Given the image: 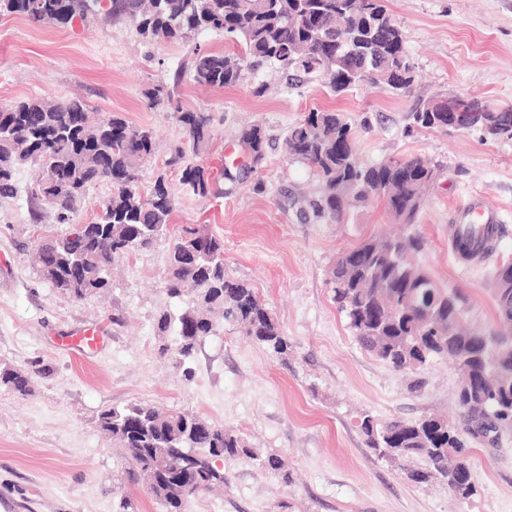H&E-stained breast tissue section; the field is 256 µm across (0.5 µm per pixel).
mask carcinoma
Listing matches in <instances>:
<instances>
[{"label":"carcinoma","mask_w":512,"mask_h":512,"mask_svg":"<svg viewBox=\"0 0 512 512\" xmlns=\"http://www.w3.org/2000/svg\"><path fill=\"white\" fill-rule=\"evenodd\" d=\"M93 5L102 6V0H0V14L64 26L87 17ZM105 13L131 19L151 42L217 32L239 43L240 54L194 51L189 71L199 85L235 87L244 69L269 63L320 74L336 93L364 83L401 96L412 92L413 64L385 0H109ZM144 97L152 107L173 104L172 93L162 86L145 90ZM452 111L469 113L486 138L512 140V109L489 112L473 99L455 96ZM177 114L193 149L205 147L212 115L180 108ZM411 120L414 127L431 130H446L450 123L449 113L439 111L433 99L417 102ZM240 142L254 162L264 159L268 139L261 126L243 129ZM285 149L321 182L320 194L309 201L317 217L338 222L347 207L376 201L408 230L396 237L372 235L341 252L332 269L333 300L356 342L392 368L413 375L434 358L449 359L461 376V425L435 416L380 423L366 415L360 428L367 446L380 456L418 462L407 470L409 480L437 479L455 495L470 496L471 476L456 474L467 463L469 441L495 444L512 434V270L504 273L499 267L493 275L498 317L508 335L468 328L456 294L413 260L423 242L411 228L435 179L434 168L417 157L363 162L344 115L330 109H313L292 126ZM154 152L152 131L120 113L92 123L87 103L78 97L54 103L30 98L0 107V198L16 195L17 169L33 165L38 176L28 195L39 202L51 197L57 222L72 225L64 235L45 234L37 245L40 271L55 287L79 298L101 289L116 259L168 236L175 200L164 178L158 177L146 194L140 187L141 165ZM185 158L186 148L177 145L167 166L185 164L184 184L207 195L210 176ZM101 181L112 184V196L93 224L77 222L75 199ZM487 241L483 227L459 224L455 229V249L464 258L489 252ZM165 288L172 298L192 293L200 300L179 316L176 346L163 348L186 378L192 377L186 360L201 338L215 331L217 313L242 325L268 351L287 353L286 336L254 289L226 275L224 240L206 226L179 230ZM29 384L27 373L0 368V386L24 395ZM98 426L124 449L136 481L150 479L149 490L163 512H190L195 499L224 483V472L214 465L224 457L244 458L290 482L277 455L261 454L234 429L193 412L134 403L102 411ZM188 448L198 457L197 466L181 474L174 488L167 472Z\"/></svg>","instance_id":"obj_1"}]
</instances>
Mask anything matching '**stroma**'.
Segmentation results:
<instances>
[{
  "instance_id": "stroma-1",
  "label": "stroma",
  "mask_w": 512,
  "mask_h": 512,
  "mask_svg": "<svg viewBox=\"0 0 512 512\" xmlns=\"http://www.w3.org/2000/svg\"><path fill=\"white\" fill-rule=\"evenodd\" d=\"M415 67L412 95L368 85L333 93L326 80L293 69L244 70L232 88L195 85L186 68L195 49L236 52L220 33L178 43L145 44L125 17L88 15L63 27L0 17V106L29 98L79 95L94 117L123 113L152 129L156 146L142 165V189L165 174L176 199L171 224H207L224 239V269L256 290L290 343L285 358L269 355L236 325L202 338L185 379L162 345L183 302L165 288L169 242L120 258L107 288L77 298L41 274L33 249L45 231L70 227L26 193L33 167L16 173L19 193L0 198V365L29 373L27 395L0 388V512H160L155 497L129 477L119 445L100 430L99 414L135 402L193 411L234 428L256 448L278 454L292 483L237 457L221 459L224 487L200 496L191 512H512V436L475 445L470 471L476 491L455 497L437 483L407 480L399 463L377 457L360 431L364 415L379 420L457 417L459 375L445 360L409 377L354 340L333 302L329 272L338 255L390 230L380 205L350 209L342 222L314 216L320 191L310 168L284 150L289 127L313 109L343 112L359 158L367 163L419 156L435 165L412 231L424 241L417 262L456 291L471 325L500 330L492 275L512 260V141L444 130L409 131L417 98L456 95L490 110L512 108V0H386ZM262 95H254L258 84ZM162 85L185 110L214 117L209 146L194 163L210 172L202 197L167 167L186 134L176 112L149 107L143 92ZM263 127L269 146L252 163L238 144L241 129ZM486 211L500 227L496 247L471 262L451 243L452 227ZM101 327L92 349L69 338Z\"/></svg>"
}]
</instances>
